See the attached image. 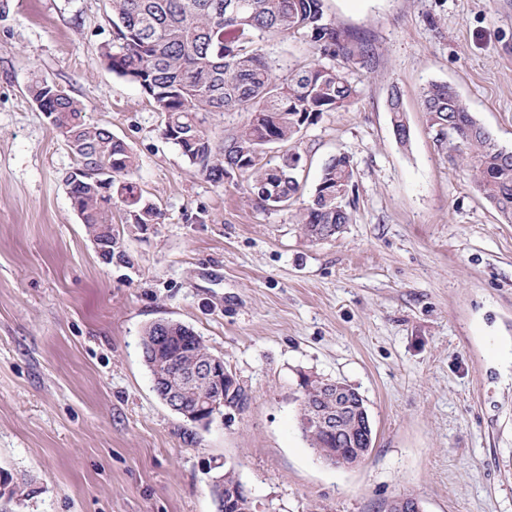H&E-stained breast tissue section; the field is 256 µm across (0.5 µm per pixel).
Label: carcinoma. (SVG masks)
Segmentation results:
<instances>
[{
  "label": "carcinoma",
  "mask_w": 512,
  "mask_h": 512,
  "mask_svg": "<svg viewBox=\"0 0 512 512\" xmlns=\"http://www.w3.org/2000/svg\"><path fill=\"white\" fill-rule=\"evenodd\" d=\"M112 43L101 47V57L113 73L140 86L161 114L162 132L189 163L216 186L236 173L246 192L277 209L292 206L300 192L302 155L290 147L308 126L326 112L354 106L357 85L336 61L349 63L369 55L368 43L336 26L325 15V0H109ZM299 35L318 47L329 64L291 66L271 58L265 44L286 42ZM48 80L32 77L28 91L39 109L53 117L75 165L94 177L69 174L67 194L87 235L94 242L108 238L112 209L126 207L134 224H157L162 213L138 192L132 176L135 154L104 126L88 122L87 107L67 95L54 97ZM423 111L449 160L468 177L496 210L512 224V151L502 148L480 125L451 87L430 83L423 91ZM240 114L244 121L217 136L211 115ZM277 151V161L269 153ZM354 168L344 154L323 167L311 200L298 208L295 223L312 241L325 228L341 229L353 219L349 210ZM143 353L155 373L166 378L191 367L211 351L202 337L188 328H174L158 341L150 325L141 339ZM211 386L199 382L184 396L186 408L210 396ZM228 408H247L248 393L241 387L225 391ZM336 405L314 387L302 391L299 421L316 409ZM357 398L347 406L348 418L334 433L302 429L312 448H328L347 462L354 449L365 448L364 419ZM0 504L14 510L37 490L32 479L0 467Z\"/></svg>",
  "instance_id": "cac0c4a2"
}]
</instances>
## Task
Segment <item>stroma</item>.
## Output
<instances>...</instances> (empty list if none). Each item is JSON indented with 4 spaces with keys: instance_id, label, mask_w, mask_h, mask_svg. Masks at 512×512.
I'll list each match as a JSON object with an SVG mask.
<instances>
[{
    "instance_id": "obj_1",
    "label": "stroma",
    "mask_w": 512,
    "mask_h": 512,
    "mask_svg": "<svg viewBox=\"0 0 512 512\" xmlns=\"http://www.w3.org/2000/svg\"><path fill=\"white\" fill-rule=\"evenodd\" d=\"M108 12L7 0L0 14V466L41 489L22 512H216L229 467L259 512H387L399 497L512 512V224L449 162L421 98L447 84L512 151V0H326L374 55L345 69L358 104L294 143L301 201L330 158L355 171L352 223L317 243L163 139L152 102L101 58ZM36 74L139 159L162 219L115 210L126 260L103 261L71 205L74 157L27 92ZM160 320L223 358L243 412L205 428L162 403L140 347ZM306 375L364 398V462L327 465L301 437Z\"/></svg>"
}]
</instances>
